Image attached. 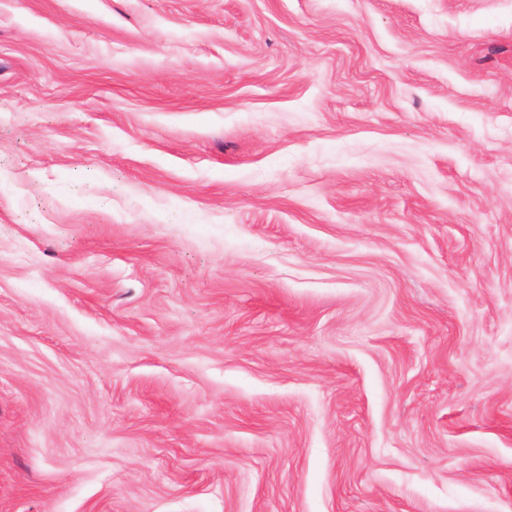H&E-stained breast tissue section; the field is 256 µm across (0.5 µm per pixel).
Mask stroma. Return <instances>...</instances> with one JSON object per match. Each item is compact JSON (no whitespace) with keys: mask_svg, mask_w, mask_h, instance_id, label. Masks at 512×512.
<instances>
[{"mask_svg":"<svg viewBox=\"0 0 512 512\" xmlns=\"http://www.w3.org/2000/svg\"><path fill=\"white\" fill-rule=\"evenodd\" d=\"M0 512H512V0H0Z\"/></svg>","mask_w":512,"mask_h":512,"instance_id":"1","label":"stroma"}]
</instances>
